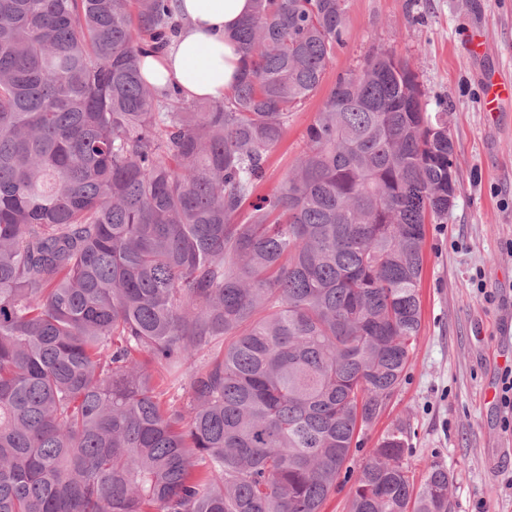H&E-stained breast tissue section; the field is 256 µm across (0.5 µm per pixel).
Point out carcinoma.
Here are the masks:
<instances>
[{
	"label": "carcinoma",
	"instance_id": "obj_1",
	"mask_svg": "<svg viewBox=\"0 0 512 512\" xmlns=\"http://www.w3.org/2000/svg\"><path fill=\"white\" fill-rule=\"evenodd\" d=\"M221 101L142 76L173 0H0V512H322L421 328L448 113L385 49L269 154L346 0H253ZM401 428L349 512H449Z\"/></svg>",
	"mask_w": 512,
	"mask_h": 512
}]
</instances>
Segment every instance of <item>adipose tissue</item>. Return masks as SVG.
Returning <instances> with one entry per match:
<instances>
[{"label": "adipose tissue", "instance_id": "1", "mask_svg": "<svg viewBox=\"0 0 512 512\" xmlns=\"http://www.w3.org/2000/svg\"><path fill=\"white\" fill-rule=\"evenodd\" d=\"M178 34L161 52L148 54L144 78L163 89L178 85L190 98L222 100L239 75V55L229 39L253 0H177Z\"/></svg>", "mask_w": 512, "mask_h": 512}]
</instances>
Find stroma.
<instances>
[{
    "label": "stroma",
    "instance_id": "obj_1",
    "mask_svg": "<svg viewBox=\"0 0 512 512\" xmlns=\"http://www.w3.org/2000/svg\"><path fill=\"white\" fill-rule=\"evenodd\" d=\"M349 38L320 96L293 112L266 162V185L294 163L315 112L340 75L380 49L417 73L429 101L448 103L457 190L444 223L427 227L421 330L404 380L363 429L346 469L357 478L371 448L402 427L406 462L453 473L449 512H512V411L498 399L512 366V102L484 108L490 74L512 76V0H347ZM478 33L479 47L470 44Z\"/></svg>",
    "mask_w": 512,
    "mask_h": 512
}]
</instances>
